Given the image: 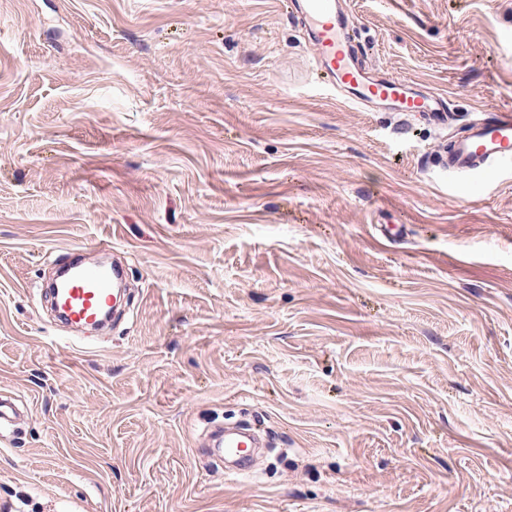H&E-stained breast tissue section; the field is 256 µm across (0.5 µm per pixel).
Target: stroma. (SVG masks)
<instances>
[{
	"mask_svg": "<svg viewBox=\"0 0 512 512\" xmlns=\"http://www.w3.org/2000/svg\"><path fill=\"white\" fill-rule=\"evenodd\" d=\"M345 2L451 132L336 100L284 0H0V512H512V169L439 163L512 0ZM103 246L128 317L66 340L39 290ZM223 422L280 455L225 475Z\"/></svg>",
	"mask_w": 512,
	"mask_h": 512,
	"instance_id": "obj_1",
	"label": "stroma"
}]
</instances>
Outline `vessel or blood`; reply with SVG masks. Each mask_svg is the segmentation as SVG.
Here are the masks:
<instances>
[{
	"instance_id": "obj_1",
	"label": "vessel or blood",
	"mask_w": 512,
	"mask_h": 512,
	"mask_svg": "<svg viewBox=\"0 0 512 512\" xmlns=\"http://www.w3.org/2000/svg\"><path fill=\"white\" fill-rule=\"evenodd\" d=\"M293 20L307 34L312 62L322 83L342 102L367 112L384 110L404 116L418 114L444 127L450 117L445 94L423 92L408 80L367 66L349 33L344 0H296ZM512 165V109L496 110L492 116L472 120L464 135L452 140L442 159L454 176L481 175L495 178ZM120 269L79 267L63 288L51 292V303L63 323L90 327L101 323L104 312L121 316L116 284ZM213 447L223 450L226 470L233 475L249 472L250 449L267 447L262 432L217 428L211 431Z\"/></svg>"
}]
</instances>
